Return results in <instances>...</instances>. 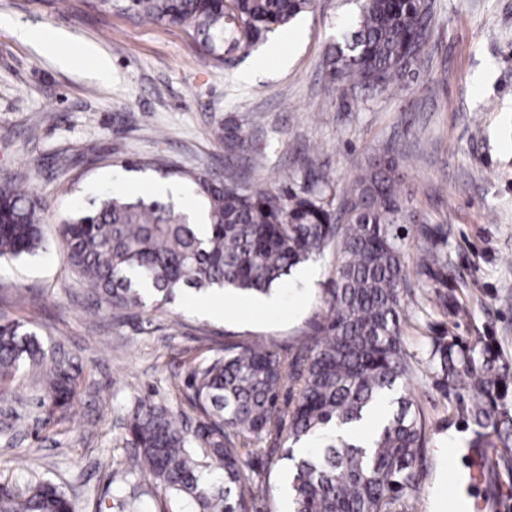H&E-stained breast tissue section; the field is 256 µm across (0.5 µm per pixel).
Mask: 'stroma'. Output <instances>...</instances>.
<instances>
[{"mask_svg": "<svg viewBox=\"0 0 512 512\" xmlns=\"http://www.w3.org/2000/svg\"><path fill=\"white\" fill-rule=\"evenodd\" d=\"M359 0H316L290 24L296 37L224 63L202 55L186 31L93 9L87 0H0V180L47 203L45 253L0 263V318L36 330L47 352L68 355L78 374L68 410L52 406L34 375L0 384V485L14 493L34 475L62 485L78 512L111 502L128 475L126 414L138 400L188 410L191 368L225 343H265L282 357L309 339L336 277L327 249L307 264L311 283L290 278L274 306L192 292L163 309L115 320L92 315L93 297L59 241L61 216L141 176L160 183L154 162L224 170L211 130L236 120L261 151L243 161L247 182L299 190L309 167L349 185L372 160H393L428 237L448 253L445 276L418 264V227L405 262L403 335L421 362L404 388L421 409L424 465L411 512H433L434 491L488 512H512V475L491 468L467 479L477 427L468 396L445 387L428 365L432 339L490 350L506 376L495 394L512 411V0H435L432 35L417 79L368 100H340L323 75L327 44L351 31ZM63 32L70 64L38 54L18 30ZM111 62L100 80L83 44ZM253 71L242 82V71ZM142 170L126 169V162ZM449 309H433L436 296ZM261 492L254 512H288L283 470L253 461Z\"/></svg>", "mask_w": 512, "mask_h": 512, "instance_id": "obj_1", "label": "stroma"}]
</instances>
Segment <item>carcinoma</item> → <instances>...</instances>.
<instances>
[{
  "label": "carcinoma",
  "mask_w": 512,
  "mask_h": 512,
  "mask_svg": "<svg viewBox=\"0 0 512 512\" xmlns=\"http://www.w3.org/2000/svg\"><path fill=\"white\" fill-rule=\"evenodd\" d=\"M314 0H95L94 6L139 22L176 26L222 63L247 54L268 34L307 12ZM429 0H363L354 30L330 44L324 71L342 99L383 93L415 70L431 28ZM232 165L258 148L235 121L214 130ZM162 178L192 189L206 230L177 208L172 194L132 197L111 189L60 219L71 266L100 305L118 315L161 306L192 289L254 299L283 285L313 256L336 244V279L315 337L283 358L262 344H224V353L194 366L189 400L201 419L141 401L129 414L133 476L149 478L172 512H252L259 483L254 459L293 462L291 512H409L422 463L425 422L409 394L398 392L414 373L404 345L401 295L408 286L405 221L412 218L391 164L360 173L336 200L326 170L286 195L244 186L232 172L161 168ZM46 204L10 182L0 184V259L47 250ZM420 266L436 274L446 255L419 245ZM429 363L466 392V414L492 451L509 429V412L492 392L503 385L489 350L432 342ZM34 371L56 407L73 398L76 377L66 358L47 357L39 334L19 321H0V379ZM288 401L280 403L283 388ZM318 446L300 460L294 446ZM23 498L0 488V512H76L51 480L30 476Z\"/></svg>",
  "instance_id": "cac0c4a2"
}]
</instances>
